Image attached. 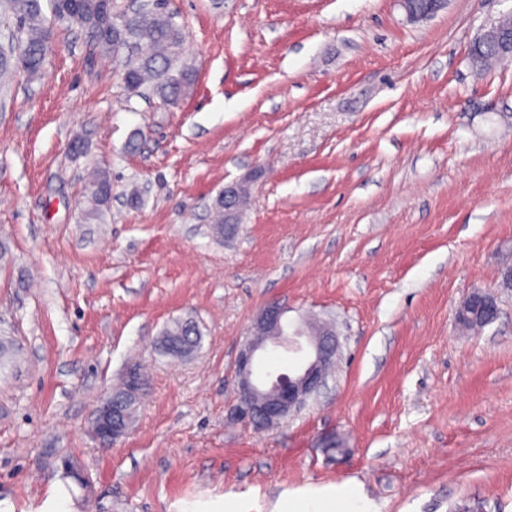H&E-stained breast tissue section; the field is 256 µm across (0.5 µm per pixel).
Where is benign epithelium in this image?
<instances>
[{"label":"benign epithelium","instance_id":"7a95c632","mask_svg":"<svg viewBox=\"0 0 512 512\" xmlns=\"http://www.w3.org/2000/svg\"><path fill=\"white\" fill-rule=\"evenodd\" d=\"M406 20L419 23L437 15L447 6V0H430L423 11L399 0ZM478 45L495 47L501 61H512V14L503 15L491 24L476 41ZM248 206V198L241 195L240 184L224 185V222L231 227L240 223L241 215ZM285 309L273 302L265 305L254 318L247 340L236 360L238 401L233 412L237 420L262 430L279 425L289 415L301 411L308 400L326 383L328 367L336 359L339 341L336 333L324 328L316 336L302 339L299 330L288 331L284 320ZM499 307L493 294L472 291L461 303L458 318L466 326L479 321L484 327L497 320ZM283 348L298 358L297 367L291 374L272 377L260 369L261 352L267 345ZM145 383L136 368L126 372L125 398L139 401L144 394ZM129 430L122 405L113 394H108L97 407L92 423V433L105 446L115 444Z\"/></svg>","mask_w":512,"mask_h":512}]
</instances>
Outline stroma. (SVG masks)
<instances>
[{
  "label": "stroma",
  "instance_id": "stroma-1",
  "mask_svg": "<svg viewBox=\"0 0 512 512\" xmlns=\"http://www.w3.org/2000/svg\"><path fill=\"white\" fill-rule=\"evenodd\" d=\"M169 9L196 72L177 105L127 97L76 28L0 92V507L57 489L76 512H277L352 486L378 512H512V62H469L512 0L419 24L398 0ZM93 167L112 201L86 224ZM252 173L235 234L214 235L219 190ZM474 288L499 306L478 331L457 321ZM274 301L332 323L340 355L257 431L231 415L235 360ZM186 316L200 348L164 356ZM132 366L147 395L102 446L95 410Z\"/></svg>",
  "mask_w": 512,
  "mask_h": 512
}]
</instances>
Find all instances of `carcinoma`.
I'll list each match as a JSON object with an SVG mask.
<instances>
[{
	"instance_id": "obj_1",
	"label": "carcinoma",
	"mask_w": 512,
	"mask_h": 512,
	"mask_svg": "<svg viewBox=\"0 0 512 512\" xmlns=\"http://www.w3.org/2000/svg\"><path fill=\"white\" fill-rule=\"evenodd\" d=\"M0 12L14 20L12 37L23 48L19 58L0 51V89L24 71L35 77L44 67L55 29L78 28L92 38L101 54L124 60L125 91L139 96L149 90L167 105L187 98L195 83V69L184 57L185 32L168 7L143 0L135 13L116 9L115 0H0ZM112 198L108 171H93L82 210V220L100 219ZM163 335L172 339L164 352L187 357L201 343L191 320L173 322Z\"/></svg>"
}]
</instances>
